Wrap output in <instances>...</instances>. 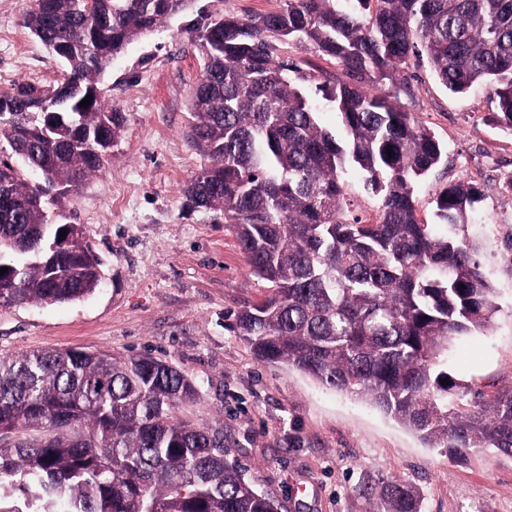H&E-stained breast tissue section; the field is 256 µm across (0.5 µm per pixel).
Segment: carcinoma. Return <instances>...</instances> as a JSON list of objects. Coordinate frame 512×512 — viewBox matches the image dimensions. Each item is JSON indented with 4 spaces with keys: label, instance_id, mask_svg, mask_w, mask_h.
Segmentation results:
<instances>
[{
    "label": "carcinoma",
    "instance_id": "obj_1",
    "mask_svg": "<svg viewBox=\"0 0 512 512\" xmlns=\"http://www.w3.org/2000/svg\"><path fill=\"white\" fill-rule=\"evenodd\" d=\"M193 0H34L22 25L63 64L49 85L0 92V307L81 300L99 287L91 241L68 258L37 251L66 230L43 186L81 189L124 131L101 75L134 40ZM261 14L206 17L191 93V142L207 161L184 189L194 208L232 225L252 276L270 293L234 312L256 359L361 397L430 448L512 456V389L462 386L451 341L491 328L496 289L466 235L482 188L436 192L437 223L419 215L415 184L444 145L377 91L410 60H427L451 93L482 84L512 133V0H281ZM306 43L345 79L305 72L284 55ZM315 85V94L305 90ZM336 129L321 123L317 95ZM89 105L80 106L86 96ZM392 155H387V150ZM378 198L367 216L348 193ZM449 378V383L440 380ZM197 384L148 355L33 351L0 358V488L34 512H281L224 436L176 417ZM384 512H419L414 490L384 483Z\"/></svg>",
    "mask_w": 512,
    "mask_h": 512
}]
</instances>
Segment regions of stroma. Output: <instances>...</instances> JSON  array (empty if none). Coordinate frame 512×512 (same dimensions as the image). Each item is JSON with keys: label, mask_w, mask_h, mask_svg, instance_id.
Returning a JSON list of instances; mask_svg holds the SVG:
<instances>
[{"label": "stroma", "mask_w": 512, "mask_h": 512, "mask_svg": "<svg viewBox=\"0 0 512 512\" xmlns=\"http://www.w3.org/2000/svg\"><path fill=\"white\" fill-rule=\"evenodd\" d=\"M34 0H0V91L19 80L49 84L62 65L22 25ZM280 0H194L191 8L129 44L101 80L127 123L105 170L79 193L54 198L57 223L82 225L103 262L90 296L64 304L0 307V356L40 349L148 354L200 382L178 418L224 434L230 460L246 468L281 512H380L386 479L409 484L420 512H512V457L486 451L460 461L430 448L368 402L258 361L232 313L267 293L249 274L232 229L190 207L183 189L203 165L188 140V103L202 58L190 45L199 14L242 15ZM408 83L382 81L446 147L445 162L418 181L420 215L445 183H478L484 199L468 233L500 307L492 327L455 340L448 368L473 389L512 388V133L493 120L484 86L448 92L429 66Z\"/></svg>", "instance_id": "obj_1"}]
</instances>
